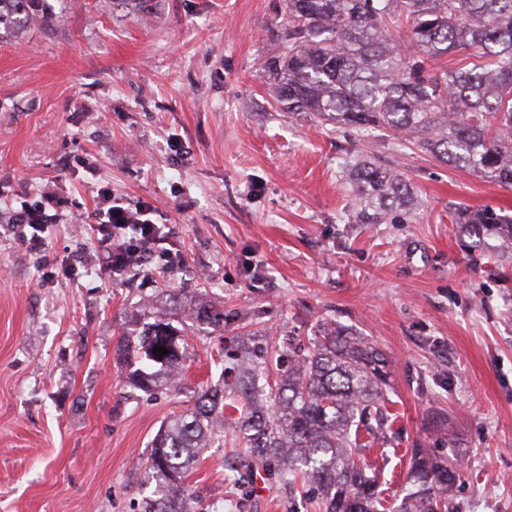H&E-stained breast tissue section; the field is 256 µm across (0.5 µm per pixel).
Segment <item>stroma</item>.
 I'll return each mask as SVG.
<instances>
[{"instance_id":"1","label":"stroma","mask_w":512,"mask_h":512,"mask_svg":"<svg viewBox=\"0 0 512 512\" xmlns=\"http://www.w3.org/2000/svg\"><path fill=\"white\" fill-rule=\"evenodd\" d=\"M51 24L0 37V512H140L163 423L222 383L236 328L308 340L336 320L385 351L392 449L368 451L388 501L402 498L408 448L464 461L457 512H512V254L479 248L456 210L512 215V187L446 166L390 135L368 152L418 195L401 224H351L338 158L355 133L274 111L264 64L285 0H43ZM53 188L62 200L38 267L8 226ZM146 205L184 256L168 272L115 275L84 226L102 192ZM89 257L45 280L64 257ZM187 339L178 388L125 382L117 343L160 312ZM223 308L201 325L196 303ZM216 429L187 476L194 512H306L256 471L224 483Z\"/></svg>"}]
</instances>
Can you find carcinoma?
<instances>
[{"instance_id":"obj_1","label":"carcinoma","mask_w":512,"mask_h":512,"mask_svg":"<svg viewBox=\"0 0 512 512\" xmlns=\"http://www.w3.org/2000/svg\"><path fill=\"white\" fill-rule=\"evenodd\" d=\"M40 0H0V26L31 21ZM288 35L265 63L271 105L353 130L362 142L380 132L489 182L512 187V0H287ZM409 42L400 50L397 40ZM457 56L452 66L431 62ZM358 209L353 224H380L413 201L402 174L348 151L341 165ZM461 231L496 233L512 244V215L464 210ZM197 320L224 322L199 306ZM181 330L159 316L119 349L134 367L126 382L145 393L175 387ZM168 354L159 356L155 348ZM224 386L197 393L193 408L164 423L151 442L149 475L158 495L142 512H193L184 486L219 420L248 449L224 481L238 488L254 470L312 494L322 512H386L366 449L387 444L384 407L392 391L386 354L336 321L319 324L312 346L276 348L258 338L239 345ZM284 367L270 380L272 367ZM458 461L410 449L409 487L396 512H450Z\"/></svg>"}]
</instances>
